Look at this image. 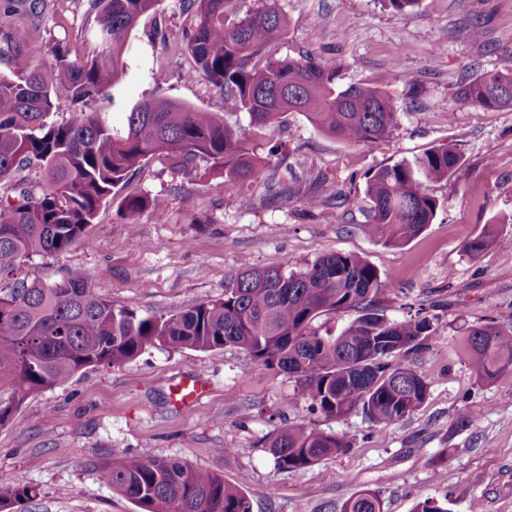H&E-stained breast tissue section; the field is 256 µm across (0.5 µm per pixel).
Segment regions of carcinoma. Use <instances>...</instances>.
Masks as SVG:
<instances>
[{"label": "carcinoma", "mask_w": 512, "mask_h": 512, "mask_svg": "<svg viewBox=\"0 0 512 512\" xmlns=\"http://www.w3.org/2000/svg\"><path fill=\"white\" fill-rule=\"evenodd\" d=\"M5 25L12 76L0 74V186L16 201L0 204V426L32 394L62 385L101 365L126 364L150 348L214 351L237 346L249 363L292 375L308 409L327 419L362 411L373 423L394 424L419 410L428 383L400 360L438 334L426 316L389 318L380 307L386 283L376 268L353 253L331 252L300 270L253 269L231 275L224 297L174 314L139 316L99 298L85 270L71 268L50 284L24 268L35 256L68 250L84 235L101 207L142 169L164 156L178 165L197 160L233 180L257 181L265 168L252 157L250 139L217 112H203L161 93L126 117L114 134L91 104L108 96L126 70L129 35L142 18L158 13L161 0H88L94 15V50L82 59L60 41L53 44L50 73L35 63L31 33L14 21L6 0ZM238 0H183L190 28L172 48L187 54L192 73L219 88L245 111L256 129L271 127L286 112H302L313 126L347 145L388 139L398 112L378 86L336 82V62L317 56L276 58L287 31L277 0L234 20ZM61 99L72 118L47 124ZM458 102L486 110L512 108V67L487 71L460 86ZM37 161L42 179L30 186L16 179L23 164ZM461 150L437 147L412 162L402 160L367 177L371 222L366 233L398 247L419 236L442 202L430 183L452 176ZM130 228L147 211L163 214L165 199L129 192L121 200ZM512 236L491 224L464 245L477 257L509 248ZM355 315L341 329L315 325L322 316ZM471 370L490 382L512 370V326L478 321L462 341ZM277 467L303 471L324 457L348 452L351 440L302 424H287L267 438ZM112 490L142 512H251L250 495L217 473L164 456L114 455L102 467ZM32 497V489L0 478V509ZM327 512H382L379 495L353 494Z\"/></svg>", "instance_id": "1"}]
</instances>
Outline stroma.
Returning a JSON list of instances; mask_svg holds the SVG:
<instances>
[{
  "label": "stroma",
  "instance_id": "1",
  "mask_svg": "<svg viewBox=\"0 0 512 512\" xmlns=\"http://www.w3.org/2000/svg\"><path fill=\"white\" fill-rule=\"evenodd\" d=\"M280 4L288 30L276 57L334 59L342 86L389 79L398 108L392 136L351 146L304 114L286 113L272 137L253 136L254 156L268 165L266 179L254 183L225 181L202 162L176 169L149 159L130 187L164 195L162 217L144 214L132 231L111 201L79 243L33 257L27 269L51 283L79 267L113 307L168 315L223 297L227 276L239 271L297 270L334 251L360 255L388 284L389 317L421 308L439 326L429 345L404 360L429 384L425 403L387 427L359 411L328 419L296 398L294 377L246 368L240 348H153L30 396L0 426V476L36 492L24 512H141L103 478L100 465L115 453L168 456L217 472L252 494V512H325L362 489L379 494L383 512H413L423 497L446 502L450 512H512V371L476 381L462 346L474 321L512 325V251L491 248L473 258L464 250L488 224L512 235V108L489 111L455 96L477 74L512 67V0H420L407 16L381 0ZM22 22L38 38L39 62L50 61L58 39L78 55L90 50L87 0H47L41 16ZM187 25L180 0H162L156 17L132 31L123 79L95 104L114 131H124L128 112L159 88L250 133L248 114L192 76L190 58L172 54L160 36ZM395 63L401 70L393 76ZM161 70L167 80L159 87ZM448 145L461 149L464 162L431 185L444 203L433 224L401 247L370 238L367 174ZM280 183L293 186L290 197L277 195ZM309 195L322 207L307 208ZM185 375L210 386L189 408L172 396ZM466 408L473 422L456 427ZM287 421L346 434L352 448L307 470L283 471L265 440Z\"/></svg>",
  "mask_w": 512,
  "mask_h": 512
}]
</instances>
